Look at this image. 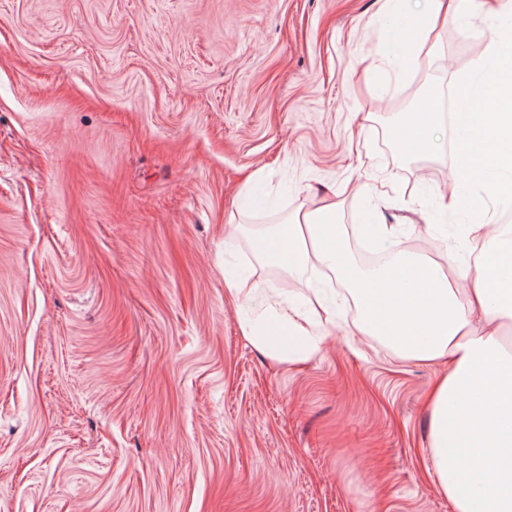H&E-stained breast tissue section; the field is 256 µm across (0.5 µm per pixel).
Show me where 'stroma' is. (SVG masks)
Masks as SVG:
<instances>
[{
  "label": "stroma",
  "instance_id": "1",
  "mask_svg": "<svg viewBox=\"0 0 512 512\" xmlns=\"http://www.w3.org/2000/svg\"><path fill=\"white\" fill-rule=\"evenodd\" d=\"M0 0V512H454L426 395L446 365L359 335L342 280L320 348L277 362L242 333L224 265L281 323L305 280L246 237L338 203L349 255L395 224L449 277L469 224L455 147L406 160L393 122L493 92L499 0Z\"/></svg>",
  "mask_w": 512,
  "mask_h": 512
}]
</instances>
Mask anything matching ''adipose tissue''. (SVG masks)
Listing matches in <instances>:
<instances>
[{"instance_id": "adipose-tissue-1", "label": "adipose tissue", "mask_w": 512, "mask_h": 512, "mask_svg": "<svg viewBox=\"0 0 512 512\" xmlns=\"http://www.w3.org/2000/svg\"><path fill=\"white\" fill-rule=\"evenodd\" d=\"M453 122L458 162L474 187L495 193L512 183V113L457 112ZM469 234L475 261L459 284L440 265L402 254L384 270L353 268L332 205L275 226L258 256L308 280L340 275L359 303L360 335L421 364L449 358L429 396L438 487L455 512H512V352L501 335L512 318V243L482 224ZM243 334L281 362L307 360L319 347L300 325L291 347L252 322Z\"/></svg>"}]
</instances>
